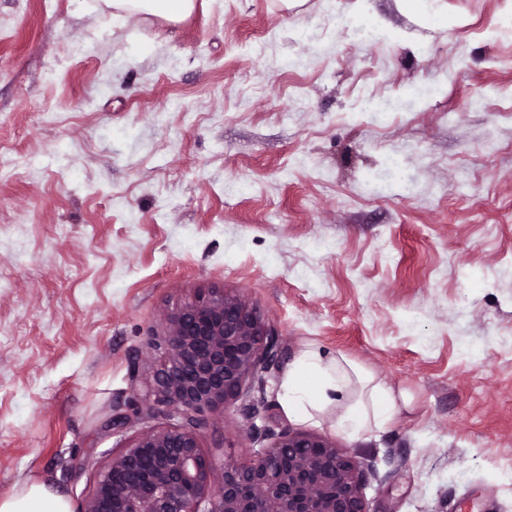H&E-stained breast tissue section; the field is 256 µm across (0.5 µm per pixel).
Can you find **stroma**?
Instances as JSON below:
<instances>
[{
	"label": "stroma",
	"instance_id": "35a3bbf8",
	"mask_svg": "<svg viewBox=\"0 0 512 512\" xmlns=\"http://www.w3.org/2000/svg\"><path fill=\"white\" fill-rule=\"evenodd\" d=\"M431 8L447 28L401 0H196L179 23L0 0L1 496L40 477L80 512L164 421L166 315L221 288L281 358L201 415L217 462L308 431L361 463L367 512H512V0ZM309 344L389 389L381 428L286 415ZM133 396L140 420L102 431Z\"/></svg>",
	"mask_w": 512,
	"mask_h": 512
}]
</instances>
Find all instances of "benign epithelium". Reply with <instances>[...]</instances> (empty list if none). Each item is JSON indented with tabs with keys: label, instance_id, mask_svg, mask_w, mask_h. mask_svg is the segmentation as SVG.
Segmentation results:
<instances>
[{
	"label": "benign epithelium",
	"instance_id": "benign-epithelium-1",
	"mask_svg": "<svg viewBox=\"0 0 512 512\" xmlns=\"http://www.w3.org/2000/svg\"><path fill=\"white\" fill-rule=\"evenodd\" d=\"M148 396L169 423L112 455L81 512H367L359 463L326 436L289 428L249 460L217 463L202 448L197 415L234 403L249 379L263 380L276 340L258 312L222 289L172 311ZM131 403L101 424L114 434L139 420Z\"/></svg>",
	"mask_w": 512,
	"mask_h": 512
}]
</instances>
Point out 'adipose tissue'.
<instances>
[{"label": "adipose tissue", "mask_w": 512, "mask_h": 512, "mask_svg": "<svg viewBox=\"0 0 512 512\" xmlns=\"http://www.w3.org/2000/svg\"><path fill=\"white\" fill-rule=\"evenodd\" d=\"M116 11L132 9L167 21H177L191 12L194 0H105ZM346 401L337 418L336 430L356 436L370 422L385 420L393 399L381 384L362 378L348 361L324 356L307 347L285 371L280 401L288 417L312 421L338 401ZM0 512H72L61 488L44 480L27 479L0 497Z\"/></svg>", "instance_id": "obj_1"}]
</instances>
